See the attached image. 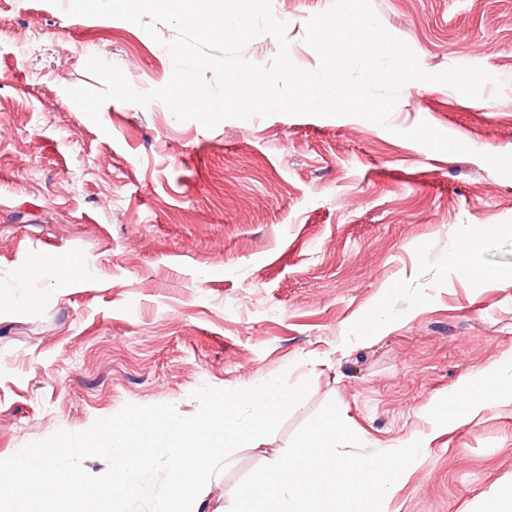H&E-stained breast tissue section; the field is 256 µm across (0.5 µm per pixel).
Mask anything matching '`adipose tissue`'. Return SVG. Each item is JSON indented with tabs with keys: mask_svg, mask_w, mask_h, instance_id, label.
<instances>
[{
	"mask_svg": "<svg viewBox=\"0 0 512 512\" xmlns=\"http://www.w3.org/2000/svg\"><path fill=\"white\" fill-rule=\"evenodd\" d=\"M512 398V361L470 374L460 385L449 390L436 407L443 424L455 429L475 421L489 403Z\"/></svg>",
	"mask_w": 512,
	"mask_h": 512,
	"instance_id": "adipose-tissue-1",
	"label": "adipose tissue"
}]
</instances>
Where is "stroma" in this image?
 I'll return each instance as SVG.
<instances>
[{
	"mask_svg": "<svg viewBox=\"0 0 512 512\" xmlns=\"http://www.w3.org/2000/svg\"><path fill=\"white\" fill-rule=\"evenodd\" d=\"M421 67L479 66L504 83L478 99L405 85L379 126L274 114L215 128L159 101H106L99 121L69 89H101L90 57L140 92L173 65L121 19L0 0V459L125 405L184 417L207 384L245 389L279 374L308 396L203 488L229 512L237 485L286 451L328 402L367 452L423 444L382 512H504L512 500V402L456 429L425 413L474 370L512 358V0H371ZM333 0H272L293 62L316 69L306 21ZM427 122L468 146L401 138ZM138 225L129 241V225ZM502 225L449 259L463 227ZM67 258V274L55 261ZM393 317L375 340L358 324Z\"/></svg>",
	"mask_w": 512,
	"mask_h": 512,
	"instance_id": "35a3bbf8",
	"label": "stroma"
}]
</instances>
